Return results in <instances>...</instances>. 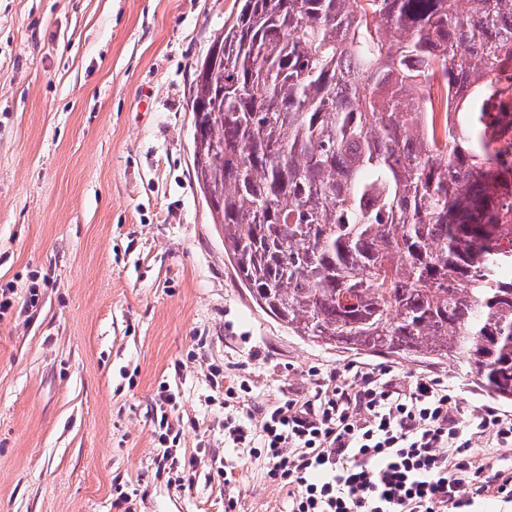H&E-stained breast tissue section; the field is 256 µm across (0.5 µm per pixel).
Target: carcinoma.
<instances>
[{"label": "carcinoma", "mask_w": 512, "mask_h": 512, "mask_svg": "<svg viewBox=\"0 0 512 512\" xmlns=\"http://www.w3.org/2000/svg\"><path fill=\"white\" fill-rule=\"evenodd\" d=\"M211 46L194 172L258 307L512 402V158L477 103L512 66V0H243Z\"/></svg>", "instance_id": "obj_1"}]
</instances>
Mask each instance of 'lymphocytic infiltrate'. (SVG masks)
Masks as SVG:
<instances>
[{"instance_id":"f902f5d3","label":"lymphocytic infiltrate","mask_w":512,"mask_h":512,"mask_svg":"<svg viewBox=\"0 0 512 512\" xmlns=\"http://www.w3.org/2000/svg\"><path fill=\"white\" fill-rule=\"evenodd\" d=\"M344 373L306 400L288 399L229 425L238 448L258 444L267 476L286 485L290 512H461L488 491L512 496V475L484 472L470 436L492 432L512 447V419L486 407L460 424L447 386L420 378L408 386L386 370Z\"/></svg>"}]
</instances>
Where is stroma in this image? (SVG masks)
Returning <instances> with one entry per match:
<instances>
[{
	"mask_svg": "<svg viewBox=\"0 0 512 512\" xmlns=\"http://www.w3.org/2000/svg\"><path fill=\"white\" fill-rule=\"evenodd\" d=\"M240 6L0 0V512H288L224 422L339 369L436 377L459 420L512 418L458 365L293 336L239 284L194 174L189 88ZM164 418L195 459L182 478L157 469Z\"/></svg>",
	"mask_w": 512,
	"mask_h": 512,
	"instance_id": "1",
	"label": "stroma"
}]
</instances>
